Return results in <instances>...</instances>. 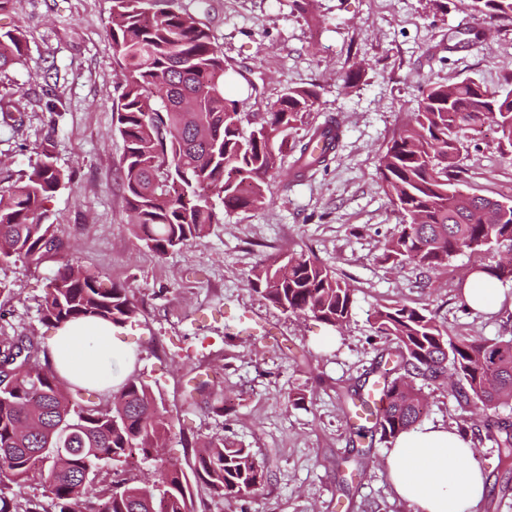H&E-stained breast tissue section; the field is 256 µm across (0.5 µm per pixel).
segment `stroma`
Masks as SVG:
<instances>
[{"label": "stroma", "instance_id": "35a3bbf8", "mask_svg": "<svg viewBox=\"0 0 512 512\" xmlns=\"http://www.w3.org/2000/svg\"><path fill=\"white\" fill-rule=\"evenodd\" d=\"M178 0L210 27L224 57L228 97L264 112L288 87L314 89L309 127L336 118L343 139L327 169L296 178L284 156L258 209L223 215L206 237L160 256L133 234L118 180L124 142L112 121L120 81L108 35L112 0H12L0 29L24 38L26 59L0 72V100L14 121H0V186L18 183L41 150L69 182L47 204L60 249L37 265L0 267V337L46 342L47 285L64 260L95 273L103 286L127 284L140 314L122 331L136 352L135 375L162 395L173 422L167 457L192 462L185 444L226 437L265 458L269 480L246 501L212 499L192 489L195 512H414L393 490L387 460L393 441L374 440L354 467L355 407L346 391L378 360L370 317L380 306L439 309L451 336L512 338V285H501L500 312L464 313L462 288L495 251L463 252L429 287L414 265L383 260L401 217L377 182L376 168L396 128L431 81L471 80L512 93V23L480 43L449 50L448 36L469 20L470 0ZM360 68L354 88L340 72ZM458 187L512 199V148L497 135L465 129ZM306 253L354 291L344 330L309 314L285 313L252 285L257 266ZM205 381L224 400L215 412L191 388ZM423 423L459 427L469 412L448 390L425 387ZM472 461L491 482L473 512H512V469L499 466L485 432H470Z\"/></svg>", "mask_w": 512, "mask_h": 512}]
</instances>
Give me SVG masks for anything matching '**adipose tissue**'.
<instances>
[{
  "label": "adipose tissue",
  "instance_id": "obj_1",
  "mask_svg": "<svg viewBox=\"0 0 512 512\" xmlns=\"http://www.w3.org/2000/svg\"><path fill=\"white\" fill-rule=\"evenodd\" d=\"M46 346L58 375L80 386L119 385L132 363L128 347L105 321L66 323ZM472 455L470 441L456 430L424 424L397 437L388 461L389 481L416 512H469L490 486Z\"/></svg>",
  "mask_w": 512,
  "mask_h": 512
}]
</instances>
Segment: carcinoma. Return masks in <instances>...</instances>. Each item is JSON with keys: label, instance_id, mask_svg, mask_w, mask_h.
<instances>
[{"label": "carcinoma", "instance_id": "carcinoma-1", "mask_svg": "<svg viewBox=\"0 0 512 512\" xmlns=\"http://www.w3.org/2000/svg\"><path fill=\"white\" fill-rule=\"evenodd\" d=\"M176 0H112L109 35L121 72L112 101L115 127L124 141L121 185L134 214L132 230L152 251L166 255L205 237L224 211L258 209L267 180L284 146L294 153L298 178L328 167L343 136L334 118L288 144L317 99L309 88L288 87L264 113L245 112L225 93L223 55L210 29L175 7ZM472 26L512 20V0H470ZM25 56L23 37L0 30V70ZM494 124L499 144L512 148V98L472 81L431 82L410 117L394 132L381 156L377 178L402 216L386 244L384 259L410 263L429 273L462 252L500 248L512 253V202L456 190L460 131ZM66 174L44 151L18 186L0 190V265L40 262L59 247L55 225L43 222L46 203ZM512 281L502 261L479 268ZM257 282L265 298L285 313L310 314L340 329L353 311L351 288L336 273L304 254L266 266ZM140 309L126 284L101 286L98 276L72 261L57 268L42 304L43 319L58 327L76 319H100L123 328ZM373 339L386 350L385 369L373 403L358 396L359 409L381 438L396 439L420 420L424 397L416 381L456 379L458 403L495 410L512 402V338L450 336L439 312L405 304L380 306L372 314ZM0 363L10 379L0 389V512H41L34 499L19 500L38 479L56 512H194L192 482L218 500L255 497L268 483V467L252 449L209 439L191 448L184 470L161 462L153 481L123 479L99 500L93 476L105 464L126 462L132 452L156 461L172 433L160 393L129 376L109 394L66 384L50 366L47 351L29 336L0 341ZM499 465L512 468V432L492 433Z\"/></svg>", "mask_w": 512, "mask_h": 512}]
</instances>
